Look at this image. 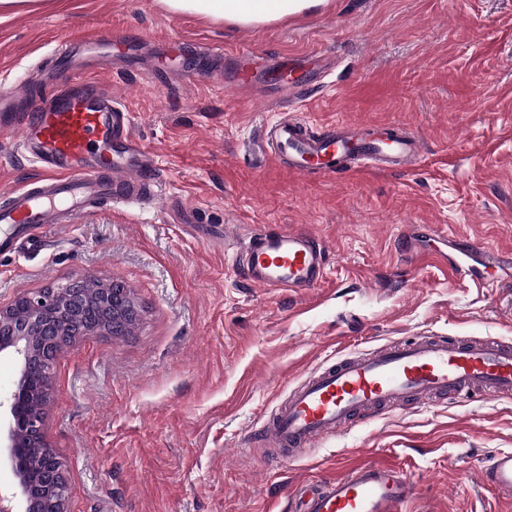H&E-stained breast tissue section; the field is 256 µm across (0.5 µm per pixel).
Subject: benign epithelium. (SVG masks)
I'll return each mask as SVG.
<instances>
[{
    "label": "benign epithelium",
    "mask_w": 512,
    "mask_h": 512,
    "mask_svg": "<svg viewBox=\"0 0 512 512\" xmlns=\"http://www.w3.org/2000/svg\"><path fill=\"white\" fill-rule=\"evenodd\" d=\"M81 279L19 296L12 305L0 308V354L14 357L19 377L11 394L0 400L7 414L5 448L19 493L0 492V512H69V485L64 463L57 449L45 440L46 416H37L30 407L34 398L50 387L54 368L63 347L75 340L62 335V326L78 318L82 300ZM81 336H116L118 328L84 322ZM43 449L40 478L48 489L43 499L30 489L34 473L23 464L30 449ZM22 510H15L16 495Z\"/></svg>",
    "instance_id": "benign-epithelium-1"
}]
</instances>
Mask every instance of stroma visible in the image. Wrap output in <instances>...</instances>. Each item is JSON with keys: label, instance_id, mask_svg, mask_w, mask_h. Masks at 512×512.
Returning a JSON list of instances; mask_svg holds the SVG:
<instances>
[{"label": "stroma", "instance_id": "1", "mask_svg": "<svg viewBox=\"0 0 512 512\" xmlns=\"http://www.w3.org/2000/svg\"><path fill=\"white\" fill-rule=\"evenodd\" d=\"M80 29L143 38L139 55L86 76L132 113L163 188L43 226L40 249L0 251V306L80 278L122 283L140 309L131 334L59 354L45 438L67 466L71 512H289L299 482L376 460L410 479L411 512H512L481 477L512 450V398L392 411L295 462L249 442L289 385L325 362L404 336L512 342V269L482 270L479 286L450 271L481 250L512 252V0H328L245 29L158 0H50L0 17V89L23 80L43 95L42 69ZM246 36L257 93L231 82ZM174 40L182 55L168 53ZM316 51L330 62L324 85L278 97L280 59L312 77ZM176 66L222 79L189 88ZM283 118L319 131L398 120L422 155L408 170L300 177L263 142ZM19 139L0 116V187L35 175ZM269 226L325 246L317 288L267 290L235 266V244Z\"/></svg>", "mask_w": 512, "mask_h": 512}]
</instances>
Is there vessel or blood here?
<instances>
[{
	"label": "vessel or blood",
	"instance_id": "vessel-or-blood-1",
	"mask_svg": "<svg viewBox=\"0 0 512 512\" xmlns=\"http://www.w3.org/2000/svg\"><path fill=\"white\" fill-rule=\"evenodd\" d=\"M125 34L75 33L51 59L69 74L71 50L118 52ZM20 148L40 175L0 191V250L26 243L28 229L76 224L102 207L158 195L161 166L131 133V119L99 82L70 80L33 105L22 120ZM276 159L300 175L334 177L352 160L405 167L421 155L419 137L389 122L369 133L332 127L316 135L309 123L282 119L265 131ZM248 279L272 290L303 294L326 275V251L300 230L251 234L236 256ZM473 395H512V344L493 336H418L390 341L310 372L258 431L262 446L298 460L328 437L383 412ZM482 477L512 499V451L496 455ZM412 487L390 463H363L332 479L295 490L297 512H407Z\"/></svg>",
	"mask_w": 512,
	"mask_h": 512
}]
</instances>
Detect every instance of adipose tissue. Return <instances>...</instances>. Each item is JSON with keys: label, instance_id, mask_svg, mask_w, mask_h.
Returning <instances> with one entry per match:
<instances>
[{"label": "adipose tissue", "instance_id": "obj_1", "mask_svg": "<svg viewBox=\"0 0 512 512\" xmlns=\"http://www.w3.org/2000/svg\"><path fill=\"white\" fill-rule=\"evenodd\" d=\"M174 13L191 14L239 25L278 22L325 4L326 0H160Z\"/></svg>", "mask_w": 512, "mask_h": 512}]
</instances>
